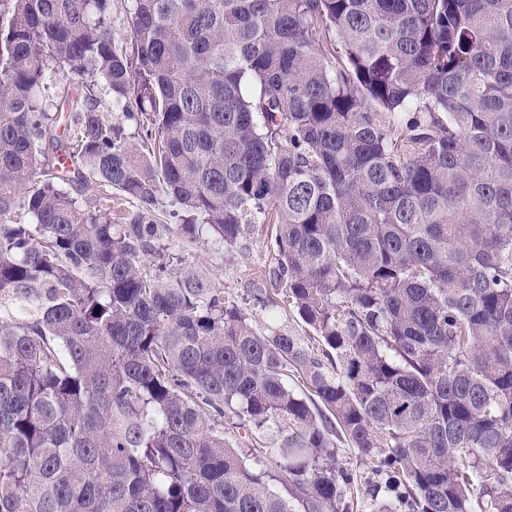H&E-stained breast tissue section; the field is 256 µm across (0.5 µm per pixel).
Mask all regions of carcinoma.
<instances>
[{
  "label": "carcinoma",
  "mask_w": 512,
  "mask_h": 512,
  "mask_svg": "<svg viewBox=\"0 0 512 512\" xmlns=\"http://www.w3.org/2000/svg\"><path fill=\"white\" fill-rule=\"evenodd\" d=\"M128 2L0 12V512H512V0ZM268 220L318 354L166 244ZM338 448L336 459L338 465L352 470L359 488H364L366 484L374 480L370 468L360 460L354 448H349L347 444L340 443H338Z\"/></svg>",
  "instance_id": "carcinoma-1"
}]
</instances>
